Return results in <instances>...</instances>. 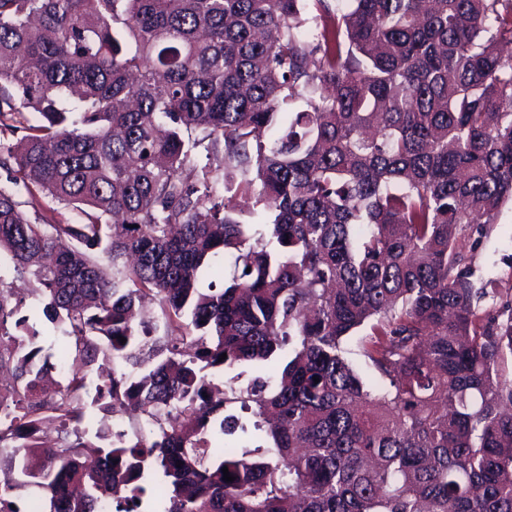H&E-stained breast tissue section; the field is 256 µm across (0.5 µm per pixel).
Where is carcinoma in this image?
Wrapping results in <instances>:
<instances>
[{"label":"carcinoma","mask_w":512,"mask_h":512,"mask_svg":"<svg viewBox=\"0 0 512 512\" xmlns=\"http://www.w3.org/2000/svg\"><path fill=\"white\" fill-rule=\"evenodd\" d=\"M4 131L0 252L64 345L0 280V512H512V299L458 246L512 202V0H0ZM102 400L134 437H88ZM42 307L43 305L38 304L35 300L27 298L25 305L16 317L26 316L29 318L28 325L33 326L42 336H62L60 328L45 317ZM366 330L360 329L352 336L345 339L342 344L344 356L350 362L354 370L360 375L366 385H372L378 381V378L368 368L364 357L361 355L357 348V340L360 336L364 335Z\"/></svg>","instance_id":"obj_1"}]
</instances>
